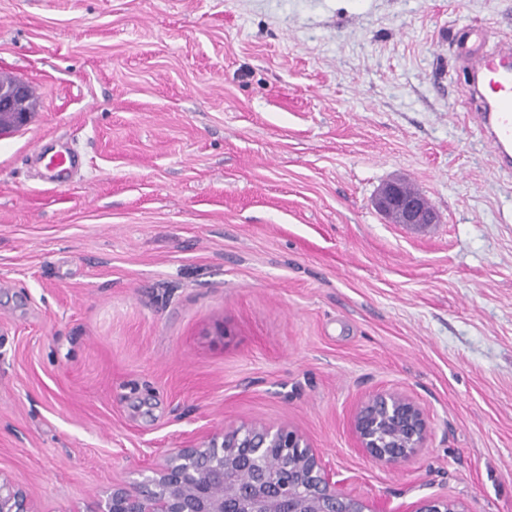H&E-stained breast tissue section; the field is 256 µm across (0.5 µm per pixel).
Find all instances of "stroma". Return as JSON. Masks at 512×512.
Segmentation results:
<instances>
[{"label":"stroma","mask_w":512,"mask_h":512,"mask_svg":"<svg viewBox=\"0 0 512 512\" xmlns=\"http://www.w3.org/2000/svg\"><path fill=\"white\" fill-rule=\"evenodd\" d=\"M512 0H0V476L71 512L225 426L300 429L345 491L512 512V172L456 45ZM76 153L44 181L43 146ZM398 179L436 224L375 197ZM397 392L426 448L352 432ZM31 94L30 87L22 81L0 82V133L28 122ZM376 207L395 223L420 229L437 223V215L428 200L418 193H404L401 181L386 182L379 190ZM353 433L359 448L372 460L396 467L425 448L429 430L420 407L412 399L385 392L357 408Z\"/></svg>","instance_id":"35a3bbf8"}]
</instances>
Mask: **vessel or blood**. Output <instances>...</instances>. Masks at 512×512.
I'll return each mask as SVG.
<instances>
[{"label":"vessel or blood","mask_w":512,"mask_h":512,"mask_svg":"<svg viewBox=\"0 0 512 512\" xmlns=\"http://www.w3.org/2000/svg\"><path fill=\"white\" fill-rule=\"evenodd\" d=\"M457 53L470 69L477 87H488L480 95L473 119L491 149L498 168L512 169V40L496 39L493 32L474 26L457 45ZM77 163L65 149L55 151L45 164L51 183L62 185Z\"/></svg>","instance_id":"b4317fda"}]
</instances>
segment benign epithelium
Masks as SVG:
<instances>
[{"label": "benign epithelium", "mask_w": 512, "mask_h": 512, "mask_svg": "<svg viewBox=\"0 0 512 512\" xmlns=\"http://www.w3.org/2000/svg\"><path fill=\"white\" fill-rule=\"evenodd\" d=\"M31 89L0 82V133L25 125ZM376 207L395 223L420 229L437 223L428 200L389 181ZM353 433L372 460L396 467L426 446L428 426L409 397L379 393L361 404ZM0 512H35L32 499L0 475ZM83 512H389L386 504L345 493L298 429L262 424L222 428L190 444L129 487H115ZM404 512H462L444 497L419 499Z\"/></svg>", "instance_id": "1"}]
</instances>
